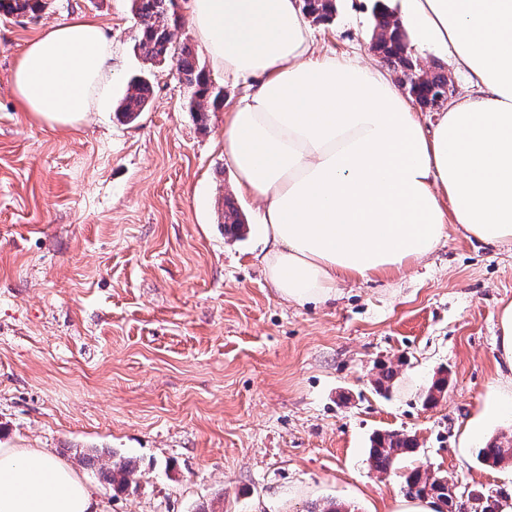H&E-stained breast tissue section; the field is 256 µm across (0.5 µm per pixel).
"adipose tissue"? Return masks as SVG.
<instances>
[{
	"label": "adipose tissue",
	"instance_id": "ef3b65f1",
	"mask_svg": "<svg viewBox=\"0 0 512 512\" xmlns=\"http://www.w3.org/2000/svg\"><path fill=\"white\" fill-rule=\"evenodd\" d=\"M382 3L464 80L432 128L390 72L317 57L301 0H190L212 69L249 83L225 116L224 155L237 191L264 203L271 285L299 304L394 275L452 224L512 245V0ZM111 59L97 19L49 28L13 69L20 110L52 125L84 117ZM102 499L48 449L0 447V512H103Z\"/></svg>",
	"mask_w": 512,
	"mask_h": 512
}]
</instances>
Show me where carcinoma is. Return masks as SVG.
Returning <instances> with one entry per match:
<instances>
[{
	"label": "carcinoma",
	"instance_id": "1",
	"mask_svg": "<svg viewBox=\"0 0 512 512\" xmlns=\"http://www.w3.org/2000/svg\"><path fill=\"white\" fill-rule=\"evenodd\" d=\"M42 8V0H0V10L6 13H32ZM303 12L313 20L328 23L336 10L335 0H303ZM131 11L139 19V27L134 38V48L150 65L172 64L191 89L187 102L188 110L203 120L209 112L224 108V93L215 86L205 62L189 46L175 43V31L180 28L181 16L177 11L176 0H131ZM396 17L379 7L374 15V33L370 49L379 56L381 62L397 75V82L406 87L409 96L423 109H434L448 99L450 85L448 75L437 70L423 72L408 55L406 41L391 22ZM152 85L146 75L133 78L122 98L118 112L128 121L137 119L146 111ZM224 226L238 229L242 218L235 202L224 198ZM417 442L402 438L397 446L386 447L382 437L375 435L370 440L368 459L380 473L391 470L402 456L415 452ZM512 458V441L496 438L480 449L478 459L488 466H499ZM99 470L107 484L122 491L131 483L133 471L123 460L107 458L101 460ZM427 480L420 471L414 469L404 476V495L410 499H425Z\"/></svg>",
	"mask_w": 512,
	"mask_h": 512
}]
</instances>
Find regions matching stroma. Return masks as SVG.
<instances>
[{"mask_svg": "<svg viewBox=\"0 0 512 512\" xmlns=\"http://www.w3.org/2000/svg\"><path fill=\"white\" fill-rule=\"evenodd\" d=\"M376 3L336 0L317 55L374 61ZM83 15L105 25L112 72L84 121L52 127L19 109L12 70L27 41ZM137 27L129 0L0 16V442L69 462L106 512H396L416 468L512 491V463L477 459L512 436V408L495 406L512 250L452 227L400 274L341 283L324 304L281 298L262 205L234 191L223 111L199 124L175 67L135 52ZM141 73L153 95L129 123L116 106ZM442 369L445 392L424 404ZM385 430L418 450L382 474L368 448ZM96 451L130 462L127 491L86 464Z\"/></svg>", "mask_w": 512, "mask_h": 512, "instance_id": "1", "label": "stroma"}]
</instances>
